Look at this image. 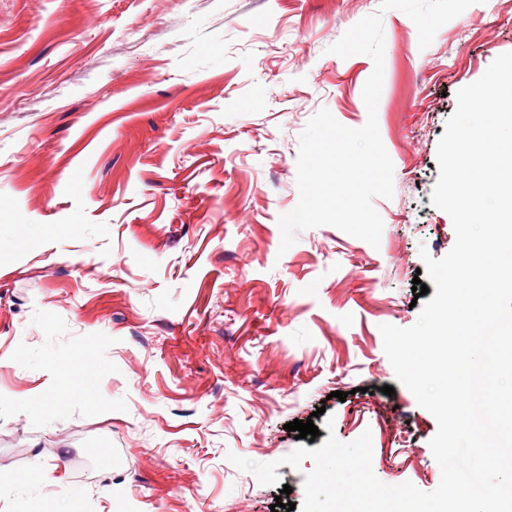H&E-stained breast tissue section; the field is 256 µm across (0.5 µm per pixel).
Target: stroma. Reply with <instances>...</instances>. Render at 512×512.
<instances>
[{
    "label": "stroma",
    "mask_w": 512,
    "mask_h": 512,
    "mask_svg": "<svg viewBox=\"0 0 512 512\" xmlns=\"http://www.w3.org/2000/svg\"><path fill=\"white\" fill-rule=\"evenodd\" d=\"M380 0H0V512H271L282 458L371 431L388 485L435 490L434 416L380 325L412 326L456 95L512 52V0H477L420 48ZM381 13L377 107L394 195L379 247L278 218L309 119L362 127L365 55L329 46ZM394 387V395L382 386ZM346 400H338V392ZM278 462L263 485L228 461Z\"/></svg>",
    "instance_id": "35a3bbf8"
}]
</instances>
